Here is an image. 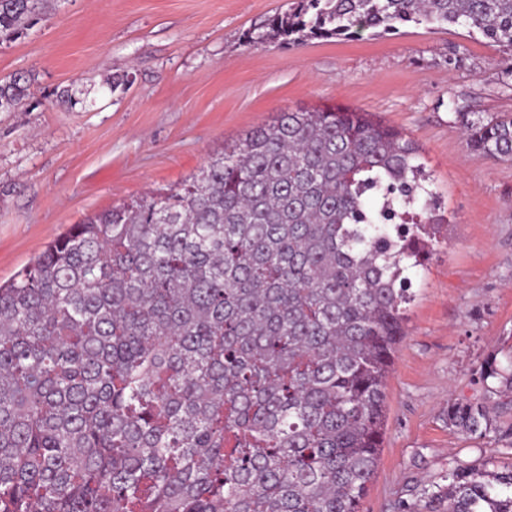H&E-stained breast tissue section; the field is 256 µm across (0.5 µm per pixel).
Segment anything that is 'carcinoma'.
<instances>
[{
  "instance_id": "1",
  "label": "carcinoma",
  "mask_w": 512,
  "mask_h": 512,
  "mask_svg": "<svg viewBox=\"0 0 512 512\" xmlns=\"http://www.w3.org/2000/svg\"><path fill=\"white\" fill-rule=\"evenodd\" d=\"M50 0H0V40ZM464 25L512 52V0H295L248 45ZM32 78L0 80V112ZM512 160V114L461 115ZM419 147L360 112H283L166 193L120 203L0 283V512H362L412 278L443 219ZM479 381L512 398V353ZM500 402L448 425L496 430ZM429 512H512L456 466Z\"/></svg>"
}]
</instances>
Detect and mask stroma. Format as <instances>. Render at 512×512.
Returning a JSON list of instances; mask_svg holds the SVG:
<instances>
[{
    "instance_id": "obj_1",
    "label": "stroma",
    "mask_w": 512,
    "mask_h": 512,
    "mask_svg": "<svg viewBox=\"0 0 512 512\" xmlns=\"http://www.w3.org/2000/svg\"><path fill=\"white\" fill-rule=\"evenodd\" d=\"M293 2L54 0L21 37L0 42V78H35L27 106L0 112V281L70 225L181 186L280 113H368L416 142L450 220L413 281L363 503V512H426L450 468L512 466L511 407L485 439L457 433L445 413L451 399L482 396L474 373L512 336V161L471 152L458 119L512 113V58L459 25L244 44ZM115 75L125 82L112 90ZM71 87L76 103L58 106Z\"/></svg>"
}]
</instances>
